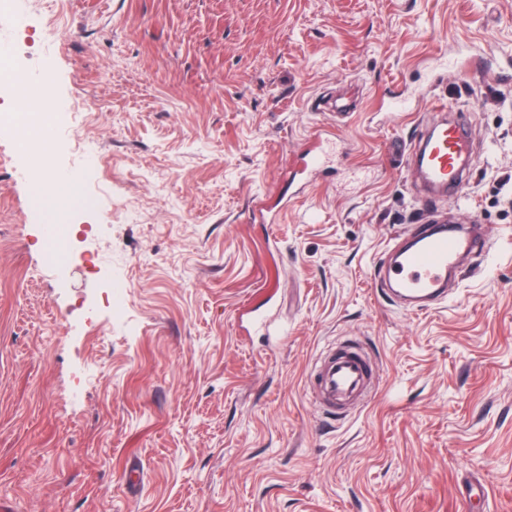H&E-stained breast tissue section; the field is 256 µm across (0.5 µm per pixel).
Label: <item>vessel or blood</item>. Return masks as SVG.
<instances>
[{
	"mask_svg": "<svg viewBox=\"0 0 512 512\" xmlns=\"http://www.w3.org/2000/svg\"><path fill=\"white\" fill-rule=\"evenodd\" d=\"M469 132L461 122L441 121L410 147L409 157L427 191L461 189ZM482 238L462 225L422 224L410 239L395 238L388 248L391 263L381 265L377 284L391 302L403 301L411 310L437 309L448 299V282L458 272L463 255L482 251ZM373 367L368 356L352 345L329 350L314 375L312 395L330 413L343 416L368 402L373 394Z\"/></svg>",
	"mask_w": 512,
	"mask_h": 512,
	"instance_id": "vessel-or-blood-1",
	"label": "vessel or blood"
}]
</instances>
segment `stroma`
<instances>
[{
	"label": "stroma",
	"instance_id": "1",
	"mask_svg": "<svg viewBox=\"0 0 512 512\" xmlns=\"http://www.w3.org/2000/svg\"><path fill=\"white\" fill-rule=\"evenodd\" d=\"M12 3L0 41L54 79L52 169L101 204L63 217L72 258L49 263L0 92V503L512 512V77L444 65L512 55V0ZM438 101L473 147L428 213L395 149ZM436 220L482 224L484 251L446 307L383 302L391 240ZM116 286L120 314L81 316ZM347 341L375 395L330 424L306 381Z\"/></svg>",
	"mask_w": 512,
	"mask_h": 512
}]
</instances>
